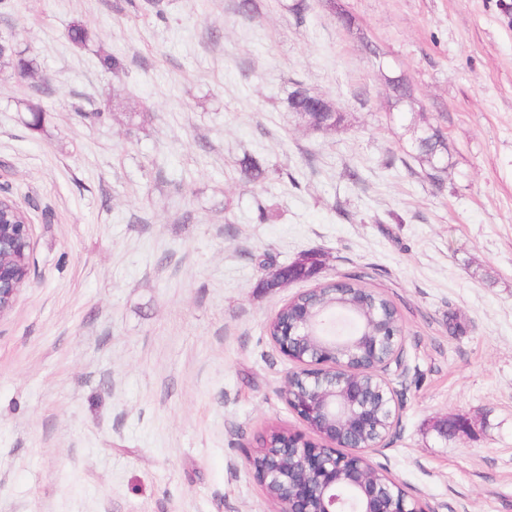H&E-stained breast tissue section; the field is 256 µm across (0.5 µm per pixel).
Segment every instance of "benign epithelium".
<instances>
[{
  "instance_id": "7a95c632",
  "label": "benign epithelium",
  "mask_w": 512,
  "mask_h": 512,
  "mask_svg": "<svg viewBox=\"0 0 512 512\" xmlns=\"http://www.w3.org/2000/svg\"><path fill=\"white\" fill-rule=\"evenodd\" d=\"M31 224H0V316L11 310L28 278L18 257L30 250ZM276 313L272 337L299 370L283 394L307 432H276L249 458L254 479L273 512H423L388 478L371 476L367 452L383 445L400 405L381 375L402 349L397 319L371 307L364 330L344 343L316 333L323 306L304 294Z\"/></svg>"
}]
</instances>
